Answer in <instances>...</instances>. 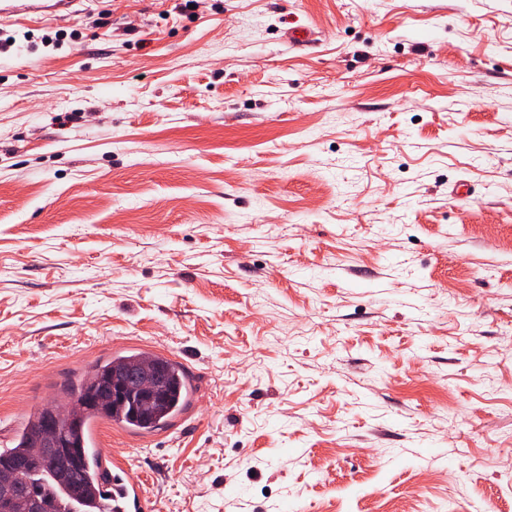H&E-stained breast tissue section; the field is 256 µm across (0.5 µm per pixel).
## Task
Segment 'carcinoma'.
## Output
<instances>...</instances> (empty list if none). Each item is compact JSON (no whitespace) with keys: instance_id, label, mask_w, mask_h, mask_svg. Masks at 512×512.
Segmentation results:
<instances>
[{"instance_id":"carcinoma-1","label":"carcinoma","mask_w":512,"mask_h":512,"mask_svg":"<svg viewBox=\"0 0 512 512\" xmlns=\"http://www.w3.org/2000/svg\"><path fill=\"white\" fill-rule=\"evenodd\" d=\"M180 371L167 362L147 358L142 352L112 357L89 371L71 396L77 399L96 397L93 405L80 406L77 417L115 420L121 424L152 427L175 407L180 388ZM159 383V392L146 397L142 385ZM59 405L36 408L8 450H0V498H11L20 486L40 500H46L51 512H75L62 503L54 478L60 477L61 461L51 455L33 458V450L43 439L46 426L58 415ZM20 460L31 461L23 474L15 468Z\"/></svg>"}]
</instances>
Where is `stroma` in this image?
<instances>
[{
	"mask_svg": "<svg viewBox=\"0 0 512 512\" xmlns=\"http://www.w3.org/2000/svg\"><path fill=\"white\" fill-rule=\"evenodd\" d=\"M2 42L0 421L153 348L195 407L100 425L149 512H512V0H79Z\"/></svg>",
	"mask_w": 512,
	"mask_h": 512,
	"instance_id": "35a3bbf8",
	"label": "stroma"
}]
</instances>
